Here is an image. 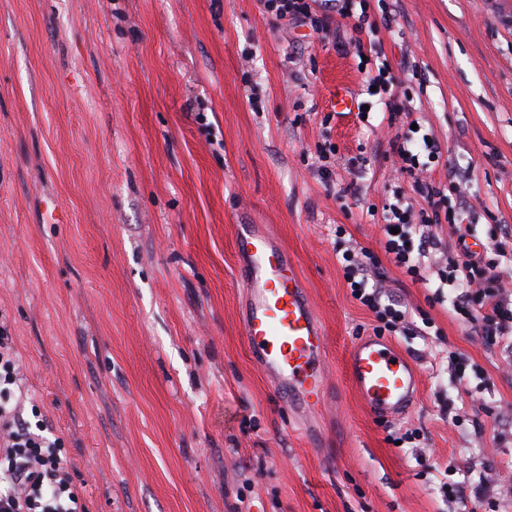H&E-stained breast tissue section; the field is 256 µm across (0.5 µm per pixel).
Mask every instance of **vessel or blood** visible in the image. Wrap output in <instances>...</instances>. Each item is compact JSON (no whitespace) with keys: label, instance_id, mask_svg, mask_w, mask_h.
<instances>
[{"label":"vessel or blood","instance_id":"b4317fda","mask_svg":"<svg viewBox=\"0 0 512 512\" xmlns=\"http://www.w3.org/2000/svg\"><path fill=\"white\" fill-rule=\"evenodd\" d=\"M236 252L245 343L281 402L298 416H317L326 402V336L298 264L263 224L238 225ZM347 369L373 416L402 417L417 400L418 372L388 341L368 336L355 343Z\"/></svg>","mask_w":512,"mask_h":512}]
</instances>
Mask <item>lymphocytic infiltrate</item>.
<instances>
[{
  "label": "lymphocytic infiltrate",
  "instance_id": "1",
  "mask_svg": "<svg viewBox=\"0 0 512 512\" xmlns=\"http://www.w3.org/2000/svg\"><path fill=\"white\" fill-rule=\"evenodd\" d=\"M410 140L409 133H398L390 146L401 162L400 173L411 180L427 207L417 212L401 201L384 206L383 249L407 275L419 280L426 258L443 248L433 227L440 221L445 193L424 176L416 154L408 148ZM467 218L462 208L451 219L459 253L447 258L437 276L443 284L457 279L467 282V290L453 302L455 312L483 341L502 344L506 362L512 366V289L494 272L491 262L469 250ZM342 267L352 297L374 313L384 329L406 322L408 314L400 303L373 284L381 276L376 255L364 250L344 252ZM0 512H87L83 490L73 480L61 441L54 436L47 415L32 404L13 339L4 331H0Z\"/></svg>",
  "mask_w": 512,
  "mask_h": 512
}]
</instances>
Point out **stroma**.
<instances>
[{
  "mask_svg": "<svg viewBox=\"0 0 512 512\" xmlns=\"http://www.w3.org/2000/svg\"><path fill=\"white\" fill-rule=\"evenodd\" d=\"M348 2L344 18L324 0V37L262 0H0V326L88 512H512L501 348L455 315L457 287L384 258L383 218L366 212L399 194L424 206L397 173L392 103L419 124L427 176L457 175L442 213L466 204L481 248L512 228V0ZM381 66L395 97L369 86ZM239 224L271 225L325 328L315 435L245 345ZM354 249L381 256L409 320L432 323L383 335L420 372L392 421L347 377L376 324L344 279ZM448 480L467 482L465 504Z\"/></svg>",
  "mask_w": 512,
  "mask_h": 512,
  "instance_id": "obj_1",
  "label": "stroma"
}]
</instances>
